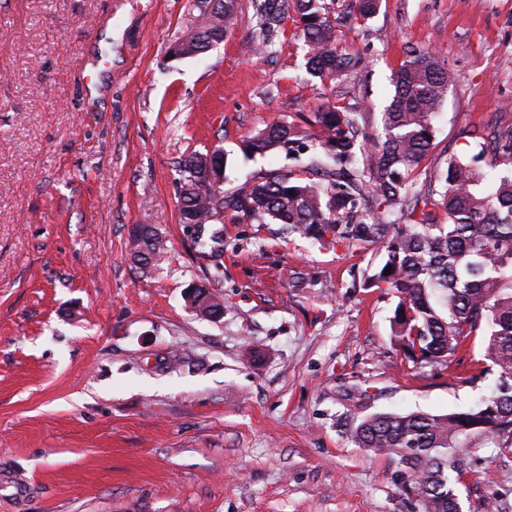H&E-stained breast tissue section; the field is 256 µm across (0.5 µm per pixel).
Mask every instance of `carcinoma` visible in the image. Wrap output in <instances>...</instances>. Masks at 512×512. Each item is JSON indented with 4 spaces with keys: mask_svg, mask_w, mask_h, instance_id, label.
<instances>
[{
    "mask_svg": "<svg viewBox=\"0 0 512 512\" xmlns=\"http://www.w3.org/2000/svg\"><path fill=\"white\" fill-rule=\"evenodd\" d=\"M240 0H201L196 21L181 38L190 54H203L227 36ZM336 0H257L252 56L272 53L274 37L290 14L299 20L311 75L354 78L362 58L337 41ZM381 0H349L348 12L367 20ZM451 76L427 48H412L393 76L394 95L382 113V130L368 134L367 118L334 105L313 113L305 134L274 119L243 143L247 157L313 150L312 181L293 167L253 178L224 192L227 158L221 149L181 160L180 221H224L230 211L251 224H280L290 235L347 249L369 245L381 264L364 275L365 288H385L399 298L392 333L414 366L449 360L469 336H486L485 357L499 374L496 388L475 405L445 414L421 410L381 412L347 430L358 448L381 451L396 465L398 490L417 512H460L449 484L451 450L476 438L512 449V176L490 180L472 163L447 160L435 182L419 184L421 164L434 143V120ZM495 156L512 165V132L491 138ZM441 205L448 223L437 224ZM130 238L131 257L149 269L164 244L156 228L140 225ZM391 274H385L386 268Z\"/></svg>",
    "mask_w": 512,
    "mask_h": 512,
    "instance_id": "1",
    "label": "carcinoma"
}]
</instances>
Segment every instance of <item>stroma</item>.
Masks as SVG:
<instances>
[{
  "label": "stroma",
  "instance_id": "35a3bbf8",
  "mask_svg": "<svg viewBox=\"0 0 512 512\" xmlns=\"http://www.w3.org/2000/svg\"><path fill=\"white\" fill-rule=\"evenodd\" d=\"M192 21L190 0H0V512H411L394 463L343 425L472 405L497 380L483 339L413 368L392 340L397 297L361 286L371 248L228 214L223 248L201 250L179 220V163L223 148L230 190L286 166L241 152L273 119L330 102L379 125L414 46L451 75L423 163L436 176L480 153L472 132L512 131V0H382L337 24L365 65L327 85L295 28L273 56L243 53L252 0L224 43L170 57ZM136 224L166 242L147 272L129 256ZM200 283L220 320L188 309ZM455 456L462 512H512V454Z\"/></svg>",
  "mask_w": 512,
  "mask_h": 512
}]
</instances>
